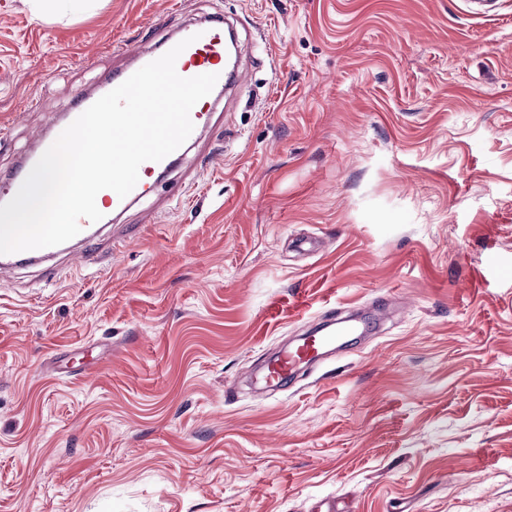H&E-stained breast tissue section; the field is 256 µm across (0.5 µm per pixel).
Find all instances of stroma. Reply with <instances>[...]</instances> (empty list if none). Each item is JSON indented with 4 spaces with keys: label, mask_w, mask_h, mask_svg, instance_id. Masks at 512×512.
<instances>
[{
    "label": "stroma",
    "mask_w": 512,
    "mask_h": 512,
    "mask_svg": "<svg viewBox=\"0 0 512 512\" xmlns=\"http://www.w3.org/2000/svg\"><path fill=\"white\" fill-rule=\"evenodd\" d=\"M216 13L244 78L119 216L141 235L51 283L0 270V512H512V0H0V177L120 47ZM339 324L336 329H320L302 338L299 344L280 350L267 365L257 390L270 393L283 388L288 382L292 383L302 364L319 360L325 350L336 346L345 337L371 334L375 328V318L361 312Z\"/></svg>",
    "instance_id": "35a3bbf8"
}]
</instances>
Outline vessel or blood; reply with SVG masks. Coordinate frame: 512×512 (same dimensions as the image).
Instances as JSON below:
<instances>
[{
  "label": "vessel or blood",
  "instance_id": "vessel-or-blood-1",
  "mask_svg": "<svg viewBox=\"0 0 512 512\" xmlns=\"http://www.w3.org/2000/svg\"><path fill=\"white\" fill-rule=\"evenodd\" d=\"M236 31L231 23L224 18L211 19L203 38H195L193 29L184 28L179 32L180 38L189 39L187 46L176 60V71L183 77H194L206 73L218 76L219 84L233 86V79L228 78L225 72L224 47L226 38L235 36ZM182 150H175L167 156L165 161H147L139 167V179L134 189L123 198L113 197L112 209L123 212L132 204L138 202L151 191L153 181L166 164L175 163L182 157ZM81 231L72 239L57 246L28 250L12 254H0V267H18L40 265L44 268L47 279H55L58 270L53 259L61 252L74 254L85 263H94L101 251L98 247V231L94 223L81 220ZM375 319L372 315L362 313L356 317L341 321L337 328L321 329L302 338L301 342L280 350L269 362L265 369L259 391L268 393L283 388L291 382L302 364L314 362L321 358L323 352L334 347L348 336H366L373 332Z\"/></svg>",
  "mask_w": 512,
  "mask_h": 512
}]
</instances>
